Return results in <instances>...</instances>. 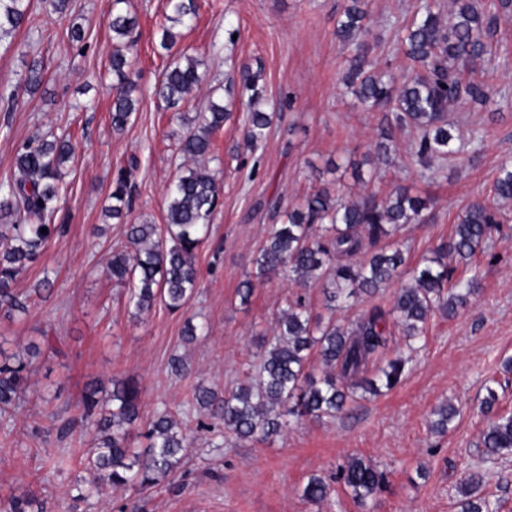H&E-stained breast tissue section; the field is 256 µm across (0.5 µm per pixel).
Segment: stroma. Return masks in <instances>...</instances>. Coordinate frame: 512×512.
I'll return each mask as SVG.
<instances>
[{"instance_id": "stroma-1", "label": "stroma", "mask_w": 512, "mask_h": 512, "mask_svg": "<svg viewBox=\"0 0 512 512\" xmlns=\"http://www.w3.org/2000/svg\"><path fill=\"white\" fill-rule=\"evenodd\" d=\"M197 17L177 27L174 53L200 60L203 75L189 103L164 109L152 91L169 61L159 41L168 25L166 0H126L136 19L132 77L139 109L113 132L114 42L106 20L113 0H72L69 14L53 13L48 0H31L36 28L21 27L0 40V91L13 89L35 59L45 78L16 111L0 112V183L17 174L15 156L25 141L71 133L75 159L62 179L53 237L15 284L26 312L0 309V356L31 358L28 388L10 413L0 415V500H31L45 512H117L123 493L103 490L77 500L74 488L92 482L82 459L85 437L59 440L47 417L72 411L91 380L132 379L141 387L142 418L168 410L181 427L195 428L197 385L224 392L245 382L288 298L301 295L313 313L325 311L321 284L271 280L248 302L237 288L254 274L255 259L278 217L273 199L288 203L316 187L354 200L373 178V190L398 189L429 197L422 220L407 225L410 265L422 263L451 237L457 217L474 200L491 201L502 161L512 159V14L499 21L496 51L482 69L498 96L484 106L461 102L448 120L462 138L483 137L471 162L431 177L407 163L409 131H396L393 162L374 167L373 143L388 113L358 106L341 82L348 57L336 37L346 0H196ZM417 0H369L368 56L403 72L408 62L396 33ZM83 42L69 39L72 25ZM252 77L262 110L272 113L257 150L246 142L248 109L239 82ZM230 102V115L213 135L207 164L220 189L212 232L197 251L199 284L188 308L156 304L135 315L127 289L107 273L112 250L129 224H164L165 190L183 161L179 139L187 118L205 111L210 97ZM127 172L133 203L124 219L105 214L112 185ZM481 275L466 306L453 316L434 315L412 369L394 389L358 400L349 412L291 422L279 436L238 440L223 428L199 433L173 484L140 494V512H460L459 484L477 467L484 427L479 405L488 378L499 381L498 408L512 412V222L474 257ZM208 333L192 344L182 338L187 319ZM187 370L175 374L173 356ZM461 410L447 433L431 428L445 402ZM377 464L382 490L358 503L336 481L348 457ZM330 486L328 500L313 503L301 491L311 475Z\"/></svg>"}]
</instances>
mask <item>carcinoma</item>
I'll use <instances>...</instances> for the list:
<instances>
[{"instance_id": "cac0c4a2", "label": "carcinoma", "mask_w": 512, "mask_h": 512, "mask_svg": "<svg viewBox=\"0 0 512 512\" xmlns=\"http://www.w3.org/2000/svg\"><path fill=\"white\" fill-rule=\"evenodd\" d=\"M347 2L337 21L336 37L351 50L344 84L357 102L369 110L391 113L397 128L416 130L409 157L420 170L440 175L448 164L468 160L469 143L452 133L448 107L463 101L480 105L492 101L493 89L485 75L476 73L474 64L492 54L499 20L512 12V0H454L455 9L446 15L441 0H420L400 37L404 55L414 63L412 72L401 78L378 67L364 51L368 0ZM123 3L113 0L107 20L116 41L111 61L116 90L111 121L116 131L131 122L140 94L130 78L126 52L136 21L123 11ZM168 6L169 21L175 25H185L196 15L195 0H168ZM25 24H34L30 0H0V39ZM44 71L39 60L27 64L24 93H35ZM199 84L197 60L183 54L170 60L154 96L165 108H176L192 97ZM239 96L247 99L248 142L255 149L266 136L271 116L260 109L253 83L243 82ZM226 115V106L212 102L208 111L193 117L180 141V152L195 165L182 166L170 184L164 227L130 224L126 243L112 250L107 271L115 283L130 285L127 303L139 315L157 302L171 311L184 310L195 294L197 250L210 234L218 203L215 177L196 161L211 153V136L224 127ZM75 150L69 137L30 139L17 149L18 176L0 185V307L9 312L24 309L14 293L16 279L57 231L53 219L61 192L60 168L74 159ZM493 194L498 202L512 201V161L501 164ZM110 199V215L122 219L130 207L126 179L116 180ZM428 206L429 201L400 189L385 197L371 190L350 201L321 187L285 210L280 200L271 201L270 207L281 212V222L272 225L260 247L254 276L240 284L241 301L250 299L256 283L271 278L301 284L321 281L330 317L313 316L301 296L289 300L253 377L222 396L201 385L194 390L193 404L208 411L210 418L199 421L196 431H212L217 420L224 432L237 439H268L282 434L292 418L334 416L360 393L379 395L384 388H394L410 369L411 358L385 359L393 328H402L410 341H420L434 312L450 315L467 303L478 271L471 267L470 277L456 278V265L470 267L477 249L506 218L498 208L470 203L458 216L448 242L440 244L423 267L410 268L399 233L406 225L418 223ZM405 276L410 283L395 294V318L379 306L361 312L350 324L334 318L357 299L374 296ZM313 353L324 367L321 377L310 371ZM27 365L21 358L11 365L0 364V412L19 399ZM99 393L97 385L89 384L79 417L60 428L66 435L78 425L91 438L87 467L94 481L79 496L91 495L102 486L141 492L173 483L189 445L175 418L166 410L157 412L141 433L146 445L133 448L131 437L141 418L140 387L133 381L115 380L108 399ZM497 402V390L490 383L481 410L485 421L481 447L490 458H508L512 456V412L497 411ZM457 414L452 404L439 406L433 429L446 431ZM336 479L364 504L382 489L385 472L352 457L337 468ZM483 483L480 470L465 475L460 483L461 512H498L499 505L481 494ZM302 496L315 502L327 499L325 480L310 477Z\"/></svg>"}]
</instances>
